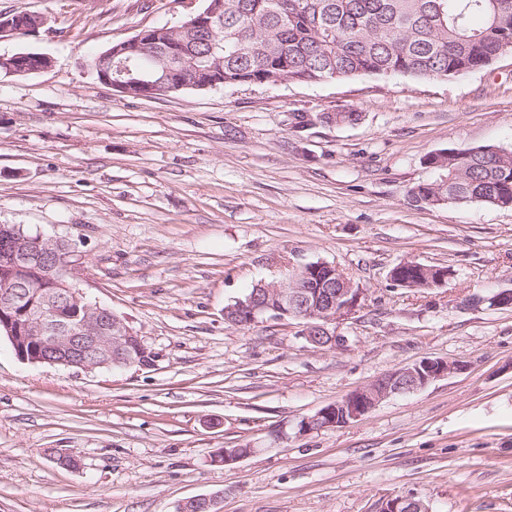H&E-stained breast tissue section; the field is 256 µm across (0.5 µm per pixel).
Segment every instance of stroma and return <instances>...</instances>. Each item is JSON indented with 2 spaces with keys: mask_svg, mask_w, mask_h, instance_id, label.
Returning <instances> with one entry per match:
<instances>
[{
  "mask_svg": "<svg viewBox=\"0 0 512 512\" xmlns=\"http://www.w3.org/2000/svg\"><path fill=\"white\" fill-rule=\"evenodd\" d=\"M184 0H0L41 14L0 54L51 68L0 75V224L72 239L74 274L123 316L152 366L83 372L19 360L0 337V512H512V209L420 207L433 152L512 150V53L462 79L358 76L129 97L94 57L180 25ZM354 110L297 131L295 112ZM335 264L361 292L318 349L288 319L224 309L287 265ZM412 261L438 288L396 285ZM424 357L458 369L347 426L303 417ZM224 448L247 449L231 465ZM78 456L80 468L58 464ZM23 55L21 64L19 66V69L21 70L22 74H19V70L17 69L18 59ZM39 53L34 52H18V54H0V74H4L5 76H25L28 74H31L35 72L36 68H38L37 71H43L52 66V60L48 56H41L39 60L38 56ZM19 74V75H17ZM471 306L486 305L489 309L512 308V289H502L490 296H475L466 301ZM381 512H429L428 507L412 496L388 497Z\"/></svg>",
  "mask_w": 512,
  "mask_h": 512,
  "instance_id": "obj_1",
  "label": "stroma"
}]
</instances>
